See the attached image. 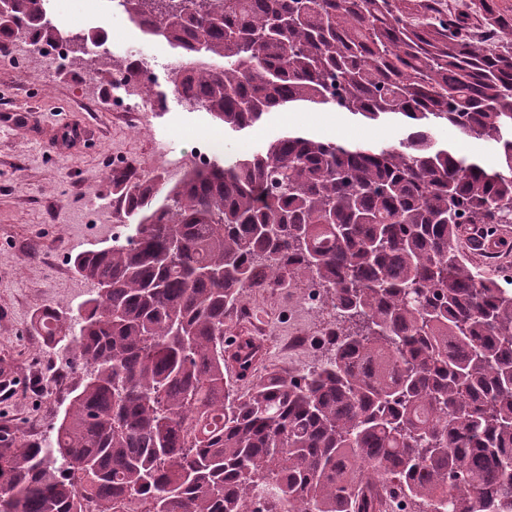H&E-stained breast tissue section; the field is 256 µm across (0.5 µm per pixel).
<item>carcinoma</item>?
Wrapping results in <instances>:
<instances>
[{
    "instance_id": "carcinoma-1",
    "label": "carcinoma",
    "mask_w": 512,
    "mask_h": 512,
    "mask_svg": "<svg viewBox=\"0 0 512 512\" xmlns=\"http://www.w3.org/2000/svg\"><path fill=\"white\" fill-rule=\"evenodd\" d=\"M495 52L448 0H122L177 53L172 90L232 135L283 108L393 121L395 144L287 132L170 182L112 175L125 238L75 255L93 284L68 314L78 381L52 438L0 427L7 512H512V289L458 250L464 224H512V15L482 0ZM47 0H12L0 56L61 32ZM66 35L63 70L141 84L139 59ZM448 125L497 163L457 155ZM317 289L336 313L321 360L245 394L224 375L263 359L224 345L248 289Z\"/></svg>"
}]
</instances>
